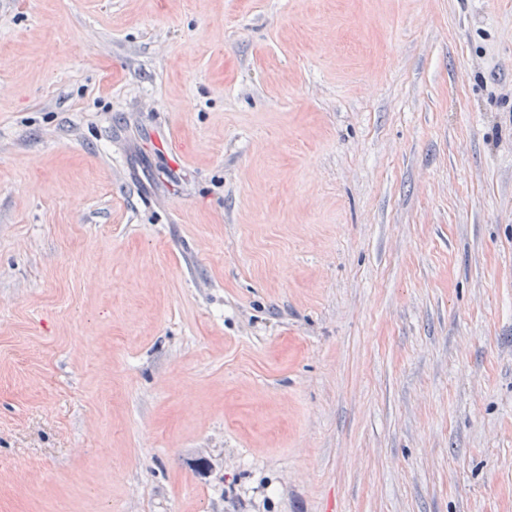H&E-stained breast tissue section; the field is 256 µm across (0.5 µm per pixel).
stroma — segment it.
Instances as JSON below:
<instances>
[{
	"label": "stroma",
	"mask_w": 512,
	"mask_h": 512,
	"mask_svg": "<svg viewBox=\"0 0 512 512\" xmlns=\"http://www.w3.org/2000/svg\"><path fill=\"white\" fill-rule=\"evenodd\" d=\"M0 512H512V0H0Z\"/></svg>",
	"instance_id": "1"
}]
</instances>
